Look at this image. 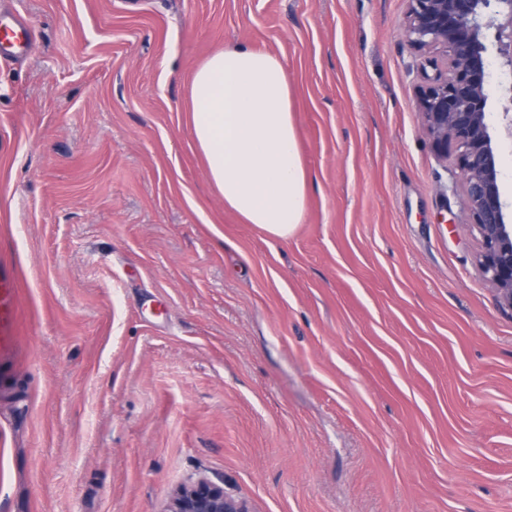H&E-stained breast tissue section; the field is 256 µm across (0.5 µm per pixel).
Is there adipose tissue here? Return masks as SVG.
<instances>
[{
	"mask_svg": "<svg viewBox=\"0 0 512 512\" xmlns=\"http://www.w3.org/2000/svg\"><path fill=\"white\" fill-rule=\"evenodd\" d=\"M186 89L193 143L225 207L288 239L304 220L309 177L280 59L245 45L218 49Z\"/></svg>",
	"mask_w": 512,
	"mask_h": 512,
	"instance_id": "ef3b65f1",
	"label": "adipose tissue"
}]
</instances>
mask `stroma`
Here are the masks:
<instances>
[{
	"label": "stroma",
	"instance_id": "1",
	"mask_svg": "<svg viewBox=\"0 0 512 512\" xmlns=\"http://www.w3.org/2000/svg\"><path fill=\"white\" fill-rule=\"evenodd\" d=\"M0 512H512V309L422 128L407 0H11ZM280 58L310 177L269 237L191 147L214 50ZM4 18L6 22L3 24L0 12V58L18 57L26 51L33 38L32 28L20 15H5ZM16 278L14 272L5 266L0 267V326L14 321L15 301L14 293ZM164 512H248L245 504L228 497L224 488L205 479H197L175 490Z\"/></svg>",
	"mask_w": 512,
	"mask_h": 512
}]
</instances>
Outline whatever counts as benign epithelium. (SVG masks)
<instances>
[{
  "label": "benign epithelium",
  "mask_w": 512,
  "mask_h": 512,
  "mask_svg": "<svg viewBox=\"0 0 512 512\" xmlns=\"http://www.w3.org/2000/svg\"><path fill=\"white\" fill-rule=\"evenodd\" d=\"M407 41L421 51L444 52L432 61L418 95L422 126L438 156L455 164L465 186L464 223L479 235V264L496 287L501 304L512 309V217L501 191L500 152L487 120L490 96L487 44L504 73L512 76V0H408ZM505 133L512 139V82L500 85ZM164 512H248L224 488L197 479L175 490Z\"/></svg>",
  "instance_id": "benign-epithelium-1"
}]
</instances>
